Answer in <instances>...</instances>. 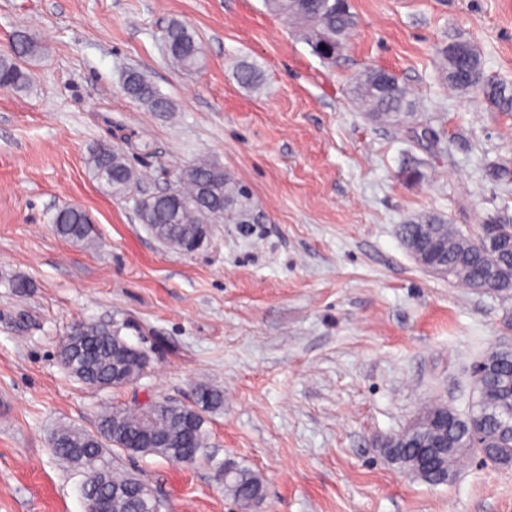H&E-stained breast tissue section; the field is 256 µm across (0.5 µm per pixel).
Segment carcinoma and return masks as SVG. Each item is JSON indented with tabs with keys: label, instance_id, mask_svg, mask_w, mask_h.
I'll return each mask as SVG.
<instances>
[{
	"label": "carcinoma",
	"instance_id": "carcinoma-1",
	"mask_svg": "<svg viewBox=\"0 0 512 512\" xmlns=\"http://www.w3.org/2000/svg\"><path fill=\"white\" fill-rule=\"evenodd\" d=\"M274 12L292 20L299 36L323 59H334L345 46L357 24L349 0H265ZM169 57L184 69H194L202 62V48L190 27L172 22L164 32ZM19 52L0 55V88L23 91L30 86L27 65L41 52L42 46L30 35L20 34L14 41ZM445 63V80L463 93H478L502 112H512V85L488 76L478 48L468 41L454 40L438 49ZM236 78L246 87L259 85L261 75L252 65L237 67ZM124 90L131 98L155 112L171 110L170 102L142 74L130 72ZM360 107L372 120L400 123L414 108L411 90L392 73L378 83L377 70L364 71L355 81ZM86 168L91 180L113 196L129 191L130 165L123 154L102 142L90 148ZM241 185L232 181L219 166L198 160L180 169L175 195L148 198L139 211L144 224H163L164 232L175 241L192 239L201 224H220L233 219L239 206ZM58 236L76 243L94 244L92 221L77 208L66 206L53 218ZM501 231L491 241L479 235L458 231L443 215L418 213L399 225V235L411 237L417 228L428 232L422 241H433L444 276L469 288L493 293L512 301V219L502 217ZM76 330H86L88 341L72 336L59 346V358L67 372L102 389H118L139 380L149 368L146 357L129 350L119 332L99 322L83 321ZM481 399L470 415L454 413L448 420V447L455 449L451 466H459L473 444L471 419L483 421L480 444L498 457L499 467L512 468V353L501 350L492 372L482 379ZM224 407V394L200 384L194 401L170 404L164 400L141 408L114 405L98 417L95 431L62 427L53 434L51 447L61 462L76 467L84 481L99 479L115 489L132 491L143 479L117 467L107 459L109 452L128 455H157L170 461L179 455L194 457L206 447L205 411ZM224 488L245 512L263 499V480L249 469L226 462L222 466ZM99 512H142L137 499L112 498L96 493Z\"/></svg>",
	"mask_w": 512,
	"mask_h": 512
}]
</instances>
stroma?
I'll list each match as a JSON object with an SVG mask.
<instances>
[{"mask_svg":"<svg viewBox=\"0 0 512 512\" xmlns=\"http://www.w3.org/2000/svg\"><path fill=\"white\" fill-rule=\"evenodd\" d=\"M357 26L326 61L264 0H0V53L32 33L44 54L25 93L0 90V512H86L80 478L57 464L60 427L94 430L113 405L189 403L206 414L196 463L121 456L160 512H241L225 461L258 473L257 512H512V469L469 457L431 486L395 468L381 441L425 406L466 413L471 368L512 343V301L420 267L398 236L410 216H447L467 234L512 216V112L441 78L438 48L476 45L512 84V0H351ZM187 22L204 64L168 58L163 34ZM246 62L259 88L239 84ZM385 68L407 84L406 126L370 121L353 78ZM171 102L155 112L123 90L129 70ZM109 140L133 194L107 196L85 168ZM206 159L246 191V217L213 225L183 253L141 224L136 204ZM65 206L85 210L97 243L59 237ZM29 281L26 293L9 286ZM118 325L150 356L148 373L99 389L61 366L77 321Z\"/></svg>","mask_w":512,"mask_h":512,"instance_id":"35a3bbf8","label":"stroma"}]
</instances>
